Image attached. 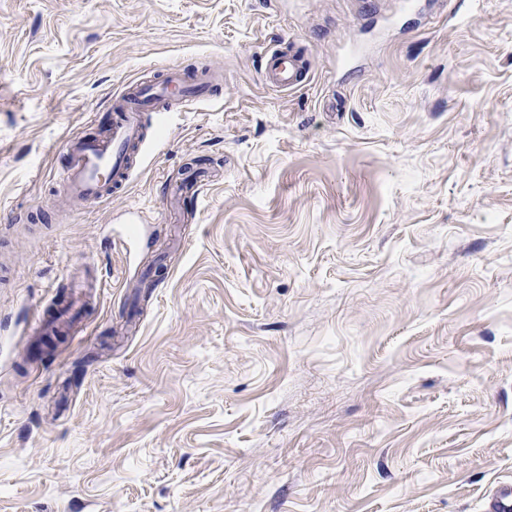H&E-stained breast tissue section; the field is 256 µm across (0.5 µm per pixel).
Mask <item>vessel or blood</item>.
Masks as SVG:
<instances>
[{"label": "vessel or blood", "instance_id": "obj_1", "mask_svg": "<svg viewBox=\"0 0 512 512\" xmlns=\"http://www.w3.org/2000/svg\"><path fill=\"white\" fill-rule=\"evenodd\" d=\"M304 72L302 59L271 51L264 61L262 80L280 90L301 86ZM211 82L206 77L187 81L181 70L168 68L162 80L127 83L112 97V124L103 137H73L64 149L68 162L63 170L66 200L109 198L113 190L126 185L131 176L130 155L142 141L145 116L154 113L163 118L175 104H197L207 99ZM488 512H512V484L492 489L488 495Z\"/></svg>", "mask_w": 512, "mask_h": 512}]
</instances>
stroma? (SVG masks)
Here are the masks:
<instances>
[{"instance_id": "stroma-1", "label": "stroma", "mask_w": 512, "mask_h": 512, "mask_svg": "<svg viewBox=\"0 0 512 512\" xmlns=\"http://www.w3.org/2000/svg\"><path fill=\"white\" fill-rule=\"evenodd\" d=\"M427 2L0 0V512H485L512 482V0ZM277 46L296 90L260 78ZM171 66L215 100L55 213L66 140Z\"/></svg>"}]
</instances>
